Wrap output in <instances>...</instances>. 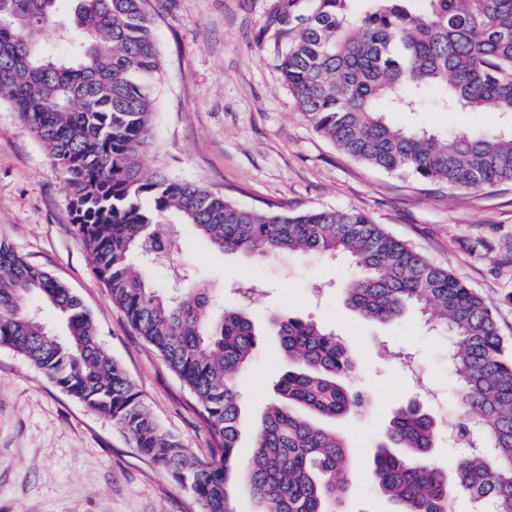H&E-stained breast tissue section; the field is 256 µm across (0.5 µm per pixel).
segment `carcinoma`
<instances>
[{"instance_id": "carcinoma-1", "label": "carcinoma", "mask_w": 512, "mask_h": 512, "mask_svg": "<svg viewBox=\"0 0 512 512\" xmlns=\"http://www.w3.org/2000/svg\"><path fill=\"white\" fill-rule=\"evenodd\" d=\"M59 0H0V101L47 148L66 189L77 238L113 305L196 398L218 448L202 460L164 432L140 391L103 349L80 298L0 241V347L29 360L90 410L112 420L144 456L188 486L202 512H234L242 481L259 512H344L352 447L326 422L366 406L335 334L296 315L272 318L286 369L238 455L237 377L259 330L240 306L216 314L203 288H156L160 251L179 245L174 215L224 253L267 258L345 255L344 301L378 323L417 308L448 335L457 443L442 470L430 461L439 422L419 406L394 412L371 463L373 489L396 512H449L465 494L474 512H512V355L491 307L357 210L299 213L243 208L200 185L146 176L152 82L161 72L148 0H75L82 37L68 55L47 48ZM271 0L265 29L289 36L279 70L298 111L344 154L387 172L452 188L512 184V132L395 126L388 112L512 115V0ZM65 325L55 333L32 298Z\"/></svg>"}]
</instances>
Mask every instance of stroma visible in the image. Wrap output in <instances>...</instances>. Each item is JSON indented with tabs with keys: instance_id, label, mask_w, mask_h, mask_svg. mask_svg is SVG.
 <instances>
[{
	"instance_id": "stroma-1",
	"label": "stroma",
	"mask_w": 512,
	"mask_h": 512,
	"mask_svg": "<svg viewBox=\"0 0 512 512\" xmlns=\"http://www.w3.org/2000/svg\"><path fill=\"white\" fill-rule=\"evenodd\" d=\"M269 6L270 0H150L162 75L153 90L154 137L140 156L144 172L202 185L244 208L365 212L483 297L512 347V185L456 190L342 153L298 112L281 80L278 63L287 40L264 32ZM388 119L444 129L486 126L493 116L392 112ZM1 239L80 297L103 347L161 428L209 459L216 442L195 399L113 306L75 234L64 184L47 149L5 102ZM174 265L192 270L194 287L244 306L257 325L280 311L336 333L357 362L349 383L366 402L340 423L359 462L345 510L394 512L372 490V456L394 411L409 401H419L443 424L455 415L447 336L415 312L391 325L361 319L339 290L352 272L341 258L246 259L217 252L190 234L171 262L152 266L156 287L172 285ZM283 368L277 338L261 337L238 378L241 456L252 451L255 421L273 398ZM0 512H199V506L110 419L0 347Z\"/></svg>"
}]
</instances>
